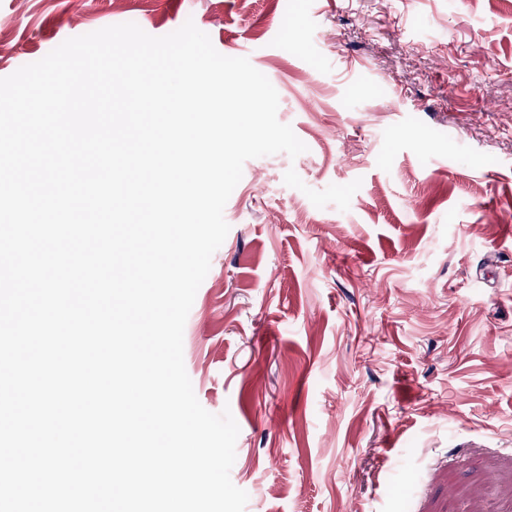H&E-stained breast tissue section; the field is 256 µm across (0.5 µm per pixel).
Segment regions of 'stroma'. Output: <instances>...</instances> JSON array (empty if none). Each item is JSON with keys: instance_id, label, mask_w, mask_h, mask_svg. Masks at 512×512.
Returning <instances> with one entry per match:
<instances>
[{"instance_id": "stroma-1", "label": "stroma", "mask_w": 512, "mask_h": 512, "mask_svg": "<svg viewBox=\"0 0 512 512\" xmlns=\"http://www.w3.org/2000/svg\"><path fill=\"white\" fill-rule=\"evenodd\" d=\"M189 20L307 146L245 162L184 328L245 512H512V0H0V78Z\"/></svg>"}]
</instances>
